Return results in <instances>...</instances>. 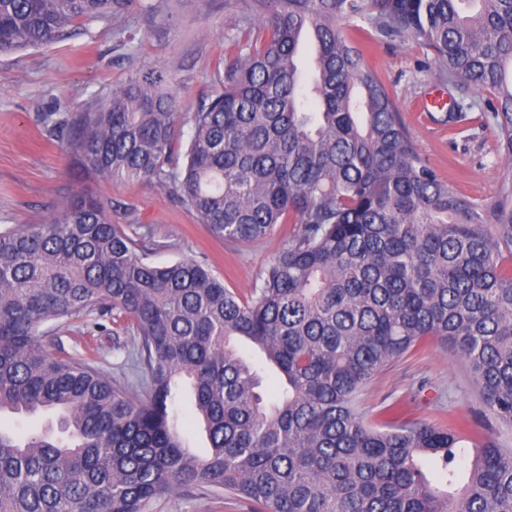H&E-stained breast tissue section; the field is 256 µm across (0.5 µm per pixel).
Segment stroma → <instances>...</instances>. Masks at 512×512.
<instances>
[{
  "mask_svg": "<svg viewBox=\"0 0 512 512\" xmlns=\"http://www.w3.org/2000/svg\"><path fill=\"white\" fill-rule=\"evenodd\" d=\"M154 12H135L108 26L86 25L57 43L0 55V231L44 222L89 185L107 202H121L112 219L147 225L146 259L166 265L183 258L208 264L227 287L248 292L284 248L293 225L280 224L255 242L215 238L166 191L147 184L86 181L70 164L59 138L43 122L48 112L81 110L90 95L108 92L130 70L157 66L173 77L167 91L184 108L215 90V65L224 36L235 21L226 0H149ZM343 30L364 54L393 97L408 138L424 163L475 201L488 202L512 183V161L499 151L498 132L480 127L476 101L483 92L437 79L431 52L408 37L377 38L351 24ZM468 109L465 121L444 122L434 97ZM51 352L83 359L108 378L132 385L140 376L127 352L133 339L112 334L109 318L96 315L47 323ZM388 405L402 406L408 419L482 423L483 407L469 368L449 345L435 343L404 355L363 390L359 407L375 417ZM155 512H248L238 499L172 494Z\"/></svg>",
  "mask_w": 512,
  "mask_h": 512,
  "instance_id": "35a3bbf8",
  "label": "stroma"
}]
</instances>
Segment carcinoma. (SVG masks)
<instances>
[{
    "instance_id": "obj_1",
    "label": "carcinoma",
    "mask_w": 512,
    "mask_h": 512,
    "mask_svg": "<svg viewBox=\"0 0 512 512\" xmlns=\"http://www.w3.org/2000/svg\"><path fill=\"white\" fill-rule=\"evenodd\" d=\"M139 2L0 0V55ZM234 4L218 89L195 111L149 68L47 121L85 176L162 188L217 238L299 228L246 295L196 260L145 261L85 187L1 232L0 416L54 411L59 433L0 430V512H153L196 490L251 512H512V448L493 429L358 408L387 365L438 341L468 363L485 415L512 425V186L479 204L439 178L339 28L408 36L443 81L489 93L482 118L511 160L512 0ZM99 312L136 336L137 392L40 339L48 321ZM183 383L202 455L182 432Z\"/></svg>"
}]
</instances>
